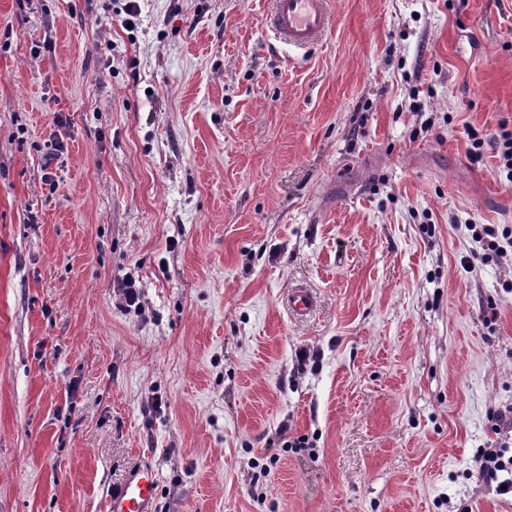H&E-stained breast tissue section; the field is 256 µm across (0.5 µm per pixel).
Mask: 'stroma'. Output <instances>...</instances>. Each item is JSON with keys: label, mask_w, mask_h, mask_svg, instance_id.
Instances as JSON below:
<instances>
[{"label": "stroma", "mask_w": 512, "mask_h": 512, "mask_svg": "<svg viewBox=\"0 0 512 512\" xmlns=\"http://www.w3.org/2000/svg\"><path fill=\"white\" fill-rule=\"evenodd\" d=\"M269 3L0 0V512H512V0ZM331 22L329 0H273L271 31L290 47L309 51L322 44ZM475 137V134H472ZM486 146L493 148L498 155L500 167L506 172V177L512 178V132L502 129L499 134L485 137H475L472 139L471 147L468 151V157L471 161L478 162L483 157V150ZM288 304L297 316H307L317 306L316 295L307 288H294L288 294ZM474 462L478 471V476L482 481L486 483L495 482L496 490L500 495L512 494V480H499V472H508L509 465L511 471L512 457L505 462L500 450L484 449L478 453ZM502 486H505V489H502ZM157 472L152 462L133 470L117 490L106 495L107 512H155Z\"/></svg>", "instance_id": "1"}]
</instances>
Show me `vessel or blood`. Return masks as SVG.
<instances>
[{
	"label": "vessel or blood",
	"instance_id": "1",
	"mask_svg": "<svg viewBox=\"0 0 512 512\" xmlns=\"http://www.w3.org/2000/svg\"><path fill=\"white\" fill-rule=\"evenodd\" d=\"M330 22V0H272L269 26L288 46L308 51L321 45ZM288 304L303 317L316 308L317 298L309 289L295 288ZM157 497V472L148 462L133 470L120 488L107 493L106 512H155Z\"/></svg>",
	"mask_w": 512,
	"mask_h": 512
}]
</instances>
